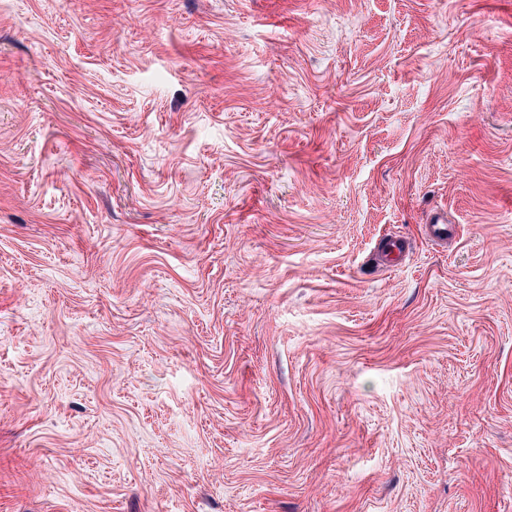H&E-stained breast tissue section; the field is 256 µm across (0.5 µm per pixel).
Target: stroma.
I'll return each instance as SVG.
<instances>
[{
	"label": "stroma",
	"mask_w": 512,
	"mask_h": 512,
	"mask_svg": "<svg viewBox=\"0 0 512 512\" xmlns=\"http://www.w3.org/2000/svg\"><path fill=\"white\" fill-rule=\"evenodd\" d=\"M0 512H512V0H0Z\"/></svg>",
	"instance_id": "1"
}]
</instances>
